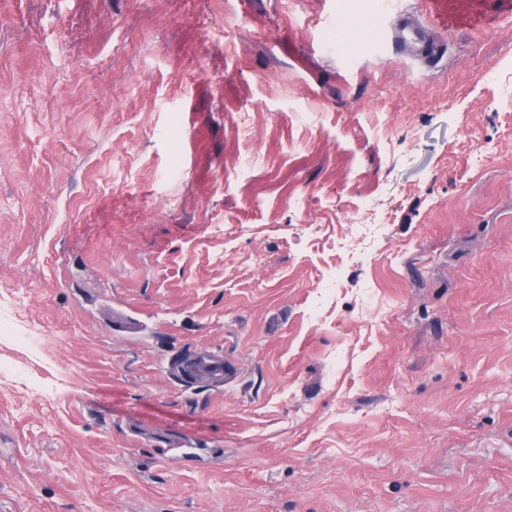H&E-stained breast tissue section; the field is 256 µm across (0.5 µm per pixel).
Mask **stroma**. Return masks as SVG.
<instances>
[{
  "label": "stroma",
  "mask_w": 512,
  "mask_h": 512,
  "mask_svg": "<svg viewBox=\"0 0 512 512\" xmlns=\"http://www.w3.org/2000/svg\"><path fill=\"white\" fill-rule=\"evenodd\" d=\"M393 23L0 0V512H512V18ZM392 42L400 54L433 64L440 55V46L428 37L426 29L416 20H404L395 29ZM2 310H4V307L0 301V340L3 337H8L29 351L38 350L43 339L40 331L32 325L26 324V321L15 307L10 311L9 323L4 325L2 323ZM237 375V365L233 361L210 351L194 354L187 359L182 382L183 385H188L197 378L212 377L216 381L230 384L236 380Z\"/></svg>",
  "instance_id": "35a3bbf8"
}]
</instances>
